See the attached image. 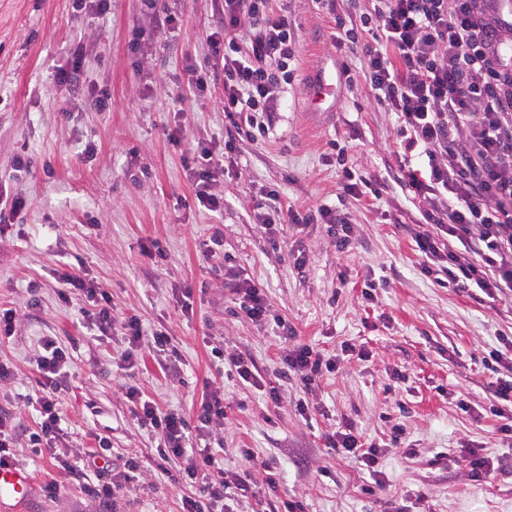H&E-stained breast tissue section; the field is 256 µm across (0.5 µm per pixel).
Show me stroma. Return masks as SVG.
<instances>
[{
  "label": "stroma",
  "instance_id": "35a3bbf8",
  "mask_svg": "<svg viewBox=\"0 0 512 512\" xmlns=\"http://www.w3.org/2000/svg\"><path fill=\"white\" fill-rule=\"evenodd\" d=\"M223 7L222 0H158L151 10L143 0H112L101 13L89 0H0V201L22 196L29 205L0 222V307L23 316L0 342V363L14 372L0 383V411L35 428L41 341L57 339L71 354V373L57 391L61 453L93 448L98 467L139 464L129 487L109 498L76 487L53 497L46 486L57 469L18 440L15 462L36 488L16 512H180L196 486L185 478L184 460L158 456L155 435L125 397L129 380L190 420L206 386H223L225 467H240L238 449H252L254 479L275 468L281 495L305 496L309 512H512V476L474 480L460 458L461 449L478 448L512 459L493 414L499 402L489 356L499 335L512 337V300L421 275L418 212L398 184L394 122L362 76L339 80L333 112L310 105L309 78L325 60L359 66V53L337 52L332 14L356 18L365 4L338 0L331 12L315 0H281L298 37L295 62L276 89L267 129L242 142L217 183L224 198L217 215L196 205L184 164L197 141L224 142V72L208 43ZM164 10L179 17L178 28L157 27ZM138 32L134 52L129 43ZM77 50L83 75L62 89L56 74ZM190 61L210 72L204 94L188 82ZM102 89L111 98L106 112L96 106ZM175 126L176 144L168 138ZM21 158L26 167H18ZM344 164L384 180L388 193L379 200L344 194ZM268 187L279 189L284 207L348 210L356 222L351 244L337 251L321 224L265 233L254 211ZM214 235L219 245L204 254ZM155 240L163 255L146 257ZM228 261L263 284L272 310L301 342L335 356V371L312 393L282 380L278 329L255 326L225 299ZM58 271L104 285L117 310L138 316L145 329H168L178 351L174 371L160 368L146 342L140 365L124 373L122 337L98 335L80 314L81 300L60 301ZM370 283L376 291L368 300ZM186 288L189 312L180 302ZM216 347L252 358L260 385L240 383L228 361L213 355ZM271 386L279 402L266 397ZM303 400L315 407L311 419L297 411ZM342 423L388 445L384 487L328 448L325 433ZM397 426L403 435L395 447ZM408 446L415 456H405Z\"/></svg>",
  "mask_w": 512,
  "mask_h": 512
}]
</instances>
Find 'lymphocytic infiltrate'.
Returning a JSON list of instances; mask_svg holds the SVG:
<instances>
[{"instance_id":"f902f5d3","label":"lymphocytic infiltrate","mask_w":512,"mask_h":512,"mask_svg":"<svg viewBox=\"0 0 512 512\" xmlns=\"http://www.w3.org/2000/svg\"><path fill=\"white\" fill-rule=\"evenodd\" d=\"M360 21L354 27L337 18L336 46L350 50L361 45L363 75L375 104L394 118L403 155L399 183L418 201L414 241L423 258L422 275L445 274L449 282L479 288L493 299L512 296V72L502 58L497 0H375ZM244 26L252 38L243 49L234 34ZM209 42L224 69V110L232 127L223 150L198 144L185 170L196 201L220 212L224 199L213 185L224 175L225 159L237 150V136L264 130L269 95L279 71L295 56L297 38L275 0H224V25ZM265 197L267 208L255 215L263 228L284 222L323 224L337 250L349 244L354 232L349 213L327 205L284 211L276 205L277 190H268ZM452 241L457 249H449ZM58 281L62 300L75 293L83 296L91 307L87 318L101 335L122 336L127 345L123 369L133 368L147 336L156 352L168 355L167 334L146 335L137 316L115 313L111 295L101 284L72 272L59 273ZM224 288L252 323H272L280 329L284 378L298 379L309 389L334 370L335 357L296 342L294 328L273 316L259 284L234 278ZM499 344L493 352L498 376L492 391L502 406L495 414L503 420L501 433L512 437V339L500 337ZM42 348L38 368L45 393L38 400L39 421L30 441L34 448L54 452L63 476L62 482L51 485L56 491L63 485H83L89 462L55 451L63 432L55 393L67 379L70 356L51 339L43 340ZM124 390L140 424L158 434V455L186 457L185 476L201 484L199 494L183 498L182 512H210L230 496L257 499L276 494L275 473L255 483L246 470L225 468L223 448L209 444L213 431L224 425L223 387L207 389L192 423L180 411L161 410L137 385L125 384ZM196 439L202 440V447H193ZM327 440L338 454L379 477L385 451L365 444L353 425L338 427Z\"/></svg>"}]
</instances>
